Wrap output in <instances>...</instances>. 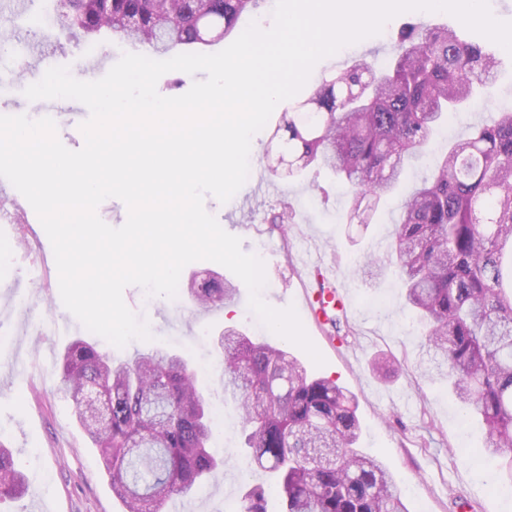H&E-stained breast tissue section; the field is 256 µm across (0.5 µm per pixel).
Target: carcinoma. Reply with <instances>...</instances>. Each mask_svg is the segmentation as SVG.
<instances>
[{
	"label": "carcinoma",
	"mask_w": 512,
	"mask_h": 512,
	"mask_svg": "<svg viewBox=\"0 0 512 512\" xmlns=\"http://www.w3.org/2000/svg\"><path fill=\"white\" fill-rule=\"evenodd\" d=\"M263 0H58L61 35L103 33L153 55L189 50L205 34L217 43ZM498 60L456 31L403 28L383 70L357 59L289 107L281 162L271 171L296 180L328 170L347 195V221L368 226L401 176L422 158L448 114L493 87ZM296 204L284 200L269 223L284 233ZM398 271L404 307L426 332L427 371L486 425L482 452L498 481L512 486V111L470 127L448 145L429 176L405 195L384 256L362 267L371 280ZM229 282H194L191 302L209 310L232 301ZM224 396L238 401L247 462L269 473L280 512H408L392 475L357 448L355 396L272 342L227 329L220 338ZM61 388L103 460L125 512H163L201 487L224 461L209 448L208 400L188 361L168 351L115 361L85 339L60 357ZM29 487L0 442V502ZM252 486L240 512H269Z\"/></svg>",
	"instance_id": "obj_1"
}]
</instances>
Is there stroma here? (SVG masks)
<instances>
[{"label":"stroma","mask_w":512,"mask_h":512,"mask_svg":"<svg viewBox=\"0 0 512 512\" xmlns=\"http://www.w3.org/2000/svg\"><path fill=\"white\" fill-rule=\"evenodd\" d=\"M54 8V0H31L23 14L0 12V35L11 38L7 50L0 53V115L51 118L61 143L75 151L84 141L73 138L72 120L74 113L84 111V104L64 98L31 101L24 95L25 88L55 66L68 67L82 81L100 79L102 71L90 69L89 59L101 57L112 65L129 46L109 37L57 44ZM418 22L460 29L470 41L478 38L444 12L402 13L387 22L380 34L321 60L298 100L307 99L323 77L356 59L387 67L398 32ZM494 53L500 67L493 99L451 114L428 153L410 168V177L425 173L470 126L495 111L512 109V55L499 46ZM283 116V107H276L266 126L253 136L251 172L244 185L224 203L205 195V210L226 232L240 238L243 252L263 260V300L276 309L295 307L325 362L315 365L293 344L288 352L301 359L311 374L331 378L356 394L362 426L359 446L377 456L394 476L410 512H460L457 503L462 499L470 501L475 512H512V493L485 477L490 464L481 453L482 428L463 415L445 385L424 379L417 370L423 355L421 329L403 306L397 275L390 273L372 283L356 273L375 243L390 241L402 192L390 195L376 223L365 228L347 223L344 197L327 171L310 168L293 182L271 176L273 135L282 126ZM286 197L297 201L298 211L283 237L269 231L264 218ZM299 253L311 254L334 268L347 290L346 315L353 333L344 341L334 340L327 324L312 317L307 297L315 283L296 263ZM201 270L223 279L233 277L219 263L196 261L181 273L178 298L151 296L140 286H127L124 302L147 321L152 338L112 348L111 354L119 361L137 351L159 348L178 353L195 371L199 387L212 396V415L221 423L213 446L223 457L224 468L191 498L188 512H238L248 483L265 487L271 512H276V487L262 471H245L239 457L235 434L239 409L222 397L217 356V341L224 329L236 328L260 339L269 330L250 310L249 292L241 282L234 301L223 307L204 311L191 306L187 287ZM51 315L68 322L66 333H41L42 320ZM78 338L93 342L97 336L61 300L54 251L43 226L0 223V442L12 448L16 466L31 489L24 497L1 501L0 512H123L98 449L77 422L72 400L61 390L59 358Z\"/></svg>","instance_id":"stroma-1"}]
</instances>
